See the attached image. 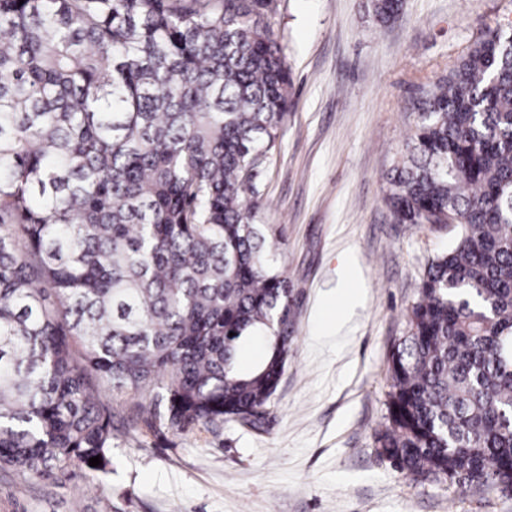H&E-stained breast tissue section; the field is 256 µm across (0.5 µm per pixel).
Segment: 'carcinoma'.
I'll return each mask as SVG.
<instances>
[{"instance_id": "1", "label": "carcinoma", "mask_w": 512, "mask_h": 512, "mask_svg": "<svg viewBox=\"0 0 512 512\" xmlns=\"http://www.w3.org/2000/svg\"><path fill=\"white\" fill-rule=\"evenodd\" d=\"M275 2L0 0V469L25 486L112 473L116 413L261 425L293 341L248 199L290 104ZM371 5L390 20L400 0ZM419 111L388 200L456 238L392 351L376 451L416 480L512 489V29Z\"/></svg>"}]
</instances>
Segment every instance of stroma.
Masks as SVG:
<instances>
[{"instance_id":"stroma-1","label":"stroma","mask_w":512,"mask_h":512,"mask_svg":"<svg viewBox=\"0 0 512 512\" xmlns=\"http://www.w3.org/2000/svg\"><path fill=\"white\" fill-rule=\"evenodd\" d=\"M507 21L512 0H402L388 22L370 0H277L268 23L291 107L252 184L296 319L265 425L139 422L114 436L107 478L23 492L0 470V512H512L510 489L417 481L375 451L390 354L428 260L453 237L397 223L389 179L424 88Z\"/></svg>"}]
</instances>
